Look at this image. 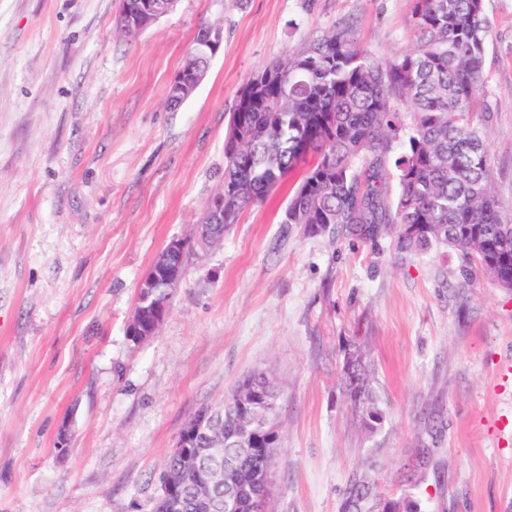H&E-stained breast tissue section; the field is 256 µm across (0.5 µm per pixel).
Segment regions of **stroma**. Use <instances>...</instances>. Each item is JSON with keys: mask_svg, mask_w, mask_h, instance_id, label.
<instances>
[{"mask_svg": "<svg viewBox=\"0 0 512 512\" xmlns=\"http://www.w3.org/2000/svg\"><path fill=\"white\" fill-rule=\"evenodd\" d=\"M484 7L488 159L512 205V0ZM118 8L0 0V512H152L185 421L257 369L280 391L271 512H341L359 479L420 512H512V289L452 247L283 225L301 171L189 256L155 336H126L140 278L222 185L238 89L343 19L375 59L414 46V0H180L133 39ZM204 22L224 45L169 111ZM356 349L372 432L342 376ZM346 357L345 362L352 364V373L347 376L346 390L349 392V389L352 386V381L357 382L356 388L359 390L357 393V395L359 394V400L352 401L350 399V401L354 402V404L352 402L351 403L355 408H357V405L366 407L367 419L365 420L361 417V421L365 429H375L379 424H381L383 415L376 407L373 390L365 373V369L362 366L361 355L358 353H348Z\"/></svg>", "mask_w": 512, "mask_h": 512, "instance_id": "stroma-1", "label": "stroma"}]
</instances>
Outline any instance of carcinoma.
Segmentation results:
<instances>
[{
  "label": "carcinoma",
  "instance_id": "obj_1",
  "mask_svg": "<svg viewBox=\"0 0 512 512\" xmlns=\"http://www.w3.org/2000/svg\"><path fill=\"white\" fill-rule=\"evenodd\" d=\"M171 0H125L116 30L132 37L173 8ZM417 44L378 62L362 49L348 23L258 71L237 93L224 136V226L261 202L308 157L281 223L302 224L309 234L341 227L362 240L387 229L407 250L454 247L466 264L512 288V222L492 190L487 130L494 112L485 98L483 73L489 21L484 0H415ZM222 27L202 24L193 46L171 80L167 104L187 101L203 80ZM405 105L402 123L395 104ZM401 152L393 155L394 142ZM346 387L357 382L366 408L364 428L383 419L362 366L350 353ZM267 375L256 370L237 392L212 411L224 417V458L234 459L248 438L233 434L240 418L239 393ZM278 393L268 386L265 406L253 408L262 421L277 412ZM268 462L255 457L240 473L263 482ZM165 472L184 486L181 512H208L193 496L204 465L183 467L170 454ZM378 501L361 484L346 497L342 512H377Z\"/></svg>",
  "mask_w": 512,
  "mask_h": 512
}]
</instances>
